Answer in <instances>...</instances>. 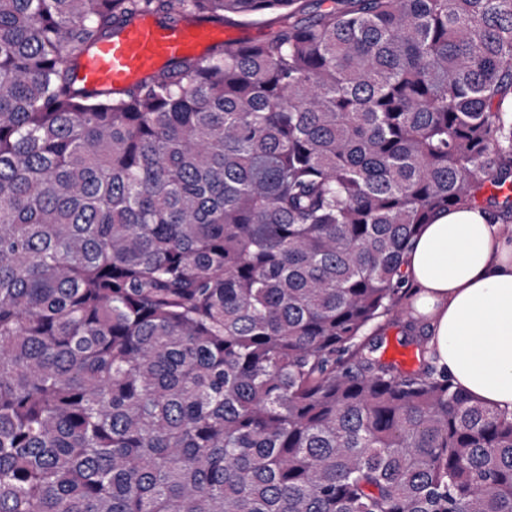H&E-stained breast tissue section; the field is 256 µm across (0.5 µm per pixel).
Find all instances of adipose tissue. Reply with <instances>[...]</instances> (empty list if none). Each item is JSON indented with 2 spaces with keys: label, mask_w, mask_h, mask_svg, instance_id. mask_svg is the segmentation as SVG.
Segmentation results:
<instances>
[{
  "label": "adipose tissue",
  "mask_w": 512,
  "mask_h": 512,
  "mask_svg": "<svg viewBox=\"0 0 512 512\" xmlns=\"http://www.w3.org/2000/svg\"><path fill=\"white\" fill-rule=\"evenodd\" d=\"M402 270L438 368L485 406L512 410V241L493 215L468 204L437 214Z\"/></svg>",
  "instance_id": "adipose-tissue-1"
}]
</instances>
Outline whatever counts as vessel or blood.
Returning a JSON list of instances; mask_svg holds the SVG:
<instances>
[{
  "instance_id": "1",
  "label": "vessel or blood",
  "mask_w": 512,
  "mask_h": 512,
  "mask_svg": "<svg viewBox=\"0 0 512 512\" xmlns=\"http://www.w3.org/2000/svg\"><path fill=\"white\" fill-rule=\"evenodd\" d=\"M231 39L219 20L171 24L143 15L125 25L117 36L99 42L82 59L77 78L91 90H122L173 59L203 56L212 46Z\"/></svg>"
}]
</instances>
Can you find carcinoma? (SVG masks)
<instances>
[{
  "instance_id": "1",
  "label": "carcinoma",
  "mask_w": 512,
  "mask_h": 512,
  "mask_svg": "<svg viewBox=\"0 0 512 512\" xmlns=\"http://www.w3.org/2000/svg\"><path fill=\"white\" fill-rule=\"evenodd\" d=\"M277 13L123 91L134 18ZM512 0H0V512H512V411L378 355L405 254L512 223Z\"/></svg>"
}]
</instances>
